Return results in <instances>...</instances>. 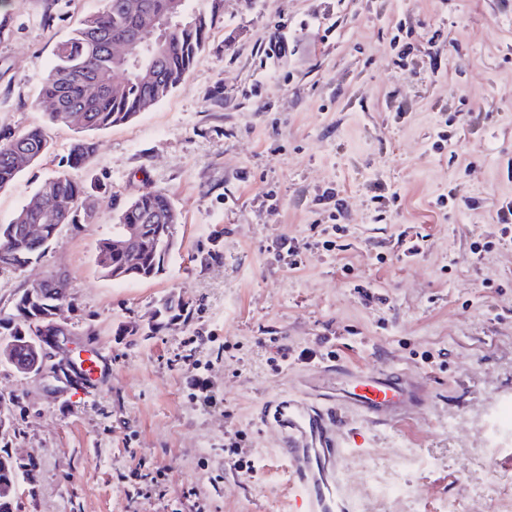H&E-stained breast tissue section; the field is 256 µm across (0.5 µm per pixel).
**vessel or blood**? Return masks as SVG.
<instances>
[{"label":"vessel or blood","mask_w":512,"mask_h":512,"mask_svg":"<svg viewBox=\"0 0 512 512\" xmlns=\"http://www.w3.org/2000/svg\"><path fill=\"white\" fill-rule=\"evenodd\" d=\"M425 401L419 378L376 372L351 375L325 405L301 399L269 403L265 422L280 436L291 488L305 502L307 512H350L340 477L343 411H354L375 424H389L405 419Z\"/></svg>","instance_id":"obj_1"}]
</instances>
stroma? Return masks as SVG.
<instances>
[{
	"mask_svg": "<svg viewBox=\"0 0 512 512\" xmlns=\"http://www.w3.org/2000/svg\"><path fill=\"white\" fill-rule=\"evenodd\" d=\"M101 0H0V136L42 126L51 144L0 191L9 223L59 169L75 136L39 100L56 45ZM414 32L399 60L393 25ZM288 48L272 56L269 37ZM90 224L63 225L44 257L0 270V313L54 273L63 324L112 368L76 396L0 362L11 418L0 450L33 459L15 512H298L272 396L313 394L345 371L423 379L401 422L345 417L353 512H512L472 497L492 465L495 414L512 406V0H224V18L184 81L152 110L98 132ZM398 199L377 213L373 183ZM181 214L179 250L153 279L98 267V245L143 192ZM454 203L440 205L442 195ZM420 233L402 256V235ZM294 240L296 259L280 248ZM189 308L153 330L160 299ZM208 377L216 406L191 386ZM238 443L253 473L235 466ZM427 467H402L408 451ZM416 495L381 499L370 474Z\"/></svg>",
	"mask_w": 512,
	"mask_h": 512,
	"instance_id": "stroma-1",
	"label": "stroma"
}]
</instances>
